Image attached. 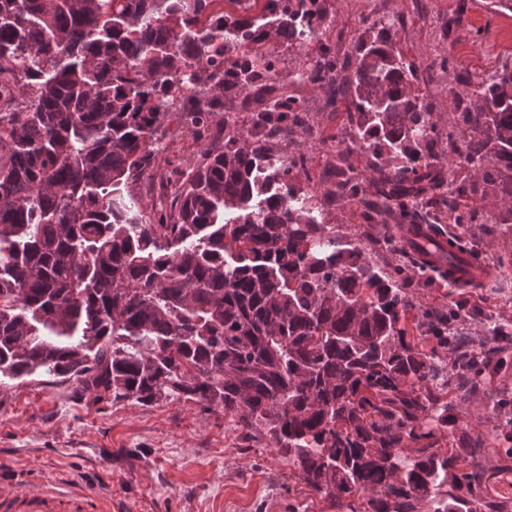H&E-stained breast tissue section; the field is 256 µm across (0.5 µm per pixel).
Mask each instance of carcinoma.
Returning <instances> with one entry per match:
<instances>
[{"instance_id":"1","label":"carcinoma","mask_w":512,"mask_h":512,"mask_svg":"<svg viewBox=\"0 0 512 512\" xmlns=\"http://www.w3.org/2000/svg\"><path fill=\"white\" fill-rule=\"evenodd\" d=\"M214 2L0 0V381L40 371L97 400L222 408L334 512H512L483 495L482 433L459 411L502 369L512 330L470 338L466 303L405 288L478 257L475 227L512 224V69L448 117L462 133L448 158L416 87L434 65L404 58L395 23H368L342 59L325 0ZM305 32L313 51L285 76L275 53ZM295 81L348 114L324 198L359 213L354 239L296 187L310 125ZM184 89L200 150L147 210L134 186L155 177ZM490 193L499 219L476 206ZM445 214L456 252L439 240ZM366 240L402 259L372 265ZM491 414L511 459L512 391Z\"/></svg>"}]
</instances>
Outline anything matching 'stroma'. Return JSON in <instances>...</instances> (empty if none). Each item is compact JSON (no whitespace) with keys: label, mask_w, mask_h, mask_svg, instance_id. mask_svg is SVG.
Listing matches in <instances>:
<instances>
[{"label":"stroma","mask_w":512,"mask_h":512,"mask_svg":"<svg viewBox=\"0 0 512 512\" xmlns=\"http://www.w3.org/2000/svg\"><path fill=\"white\" fill-rule=\"evenodd\" d=\"M490 0H327L328 41L342 56L353 54L362 17L397 24L407 60L428 64L447 59L421 91L448 139L455 100L470 95L474 80L512 66V8ZM469 83L458 82V75ZM312 115L306 189L328 186L331 148L349 144L344 112L325 106L324 92L295 83ZM470 318L468 336H481L487 317L512 320V275L488 278L463 289ZM493 385L475 393L460 411L472 428L488 431L490 407L500 388H512V349ZM485 471L484 494L512 500V461L493 447L478 457ZM50 480L79 485L105 496L112 512H328L293 477L286 457L271 441L255 439L222 408L171 397L151 405L133 400L93 402L71 384L36 374L0 386V483L18 488Z\"/></svg>","instance_id":"stroma-1"}]
</instances>
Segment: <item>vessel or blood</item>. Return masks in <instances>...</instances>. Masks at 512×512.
Masks as SVG:
<instances>
[{
	"instance_id": "1",
	"label": "vessel or blood",
	"mask_w": 512,
	"mask_h": 512,
	"mask_svg": "<svg viewBox=\"0 0 512 512\" xmlns=\"http://www.w3.org/2000/svg\"><path fill=\"white\" fill-rule=\"evenodd\" d=\"M19 502L25 503L30 512H110L106 498L50 481L37 482L16 492L0 491V512H12Z\"/></svg>"
}]
</instances>
